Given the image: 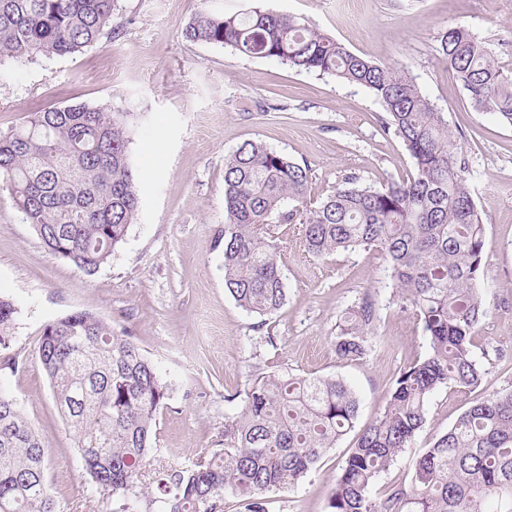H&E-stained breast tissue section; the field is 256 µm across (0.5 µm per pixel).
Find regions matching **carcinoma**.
<instances>
[{
	"instance_id": "carcinoma-1",
	"label": "carcinoma",
	"mask_w": 512,
	"mask_h": 512,
	"mask_svg": "<svg viewBox=\"0 0 512 512\" xmlns=\"http://www.w3.org/2000/svg\"><path fill=\"white\" fill-rule=\"evenodd\" d=\"M116 0H0V59L75 54L97 44ZM192 43L276 58L308 73L366 88L387 114L413 170L378 187L356 174L315 207L310 169L256 140L224 166V288L250 314L286 300L275 224H297L308 254L377 250L394 288L422 325L426 352L402 369L386 406L350 449L330 498L332 512H512V389L477 398L415 462L411 483L373 487L426 422L441 388L471 391L484 371L474 338L488 308L481 292L485 231L471 173L444 113L404 69L372 63L301 17L253 7L199 14L183 30ZM439 52L470 106L512 126V68L491 58L467 27L442 32ZM127 113L84 105L44 107L0 135V191L10 195L44 246L88 275L107 262L136 220L139 197ZM17 309L0 297V347ZM376 318L363 299L345 312L336 357L365 354ZM38 356L57 409L77 438L97 489L116 512H222L227 496L244 512H266L264 496L302 480L354 428L355 392L342 380L259 375L222 448L188 465H155L152 438L169 385L127 334L99 315L48 322ZM49 450L17 402L0 390V512H60L49 492Z\"/></svg>"
}]
</instances>
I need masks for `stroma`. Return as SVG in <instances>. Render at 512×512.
Here are the masks:
<instances>
[{
	"label": "stroma",
	"mask_w": 512,
	"mask_h": 512,
	"mask_svg": "<svg viewBox=\"0 0 512 512\" xmlns=\"http://www.w3.org/2000/svg\"><path fill=\"white\" fill-rule=\"evenodd\" d=\"M257 3L303 17L367 60L404 68L444 113L475 172L485 225L489 314L475 340L485 371L477 393L512 388V126L474 111L438 52L440 33L460 23L485 41L496 62L512 68V0H118L112 26L96 45L74 55L0 61V134L50 105L126 113L140 195L125 241L89 276L50 252L0 194V296L17 308L8 353L20 362L16 371L0 372V388L50 450L48 485L61 512H109L110 504L87 479L76 436L39 362L42 329L57 317L93 311L115 332H128L154 363L170 397L153 441L158 459L172 464L223 447L240 395L259 374L343 379L360 400L361 427L384 408L400 370L426 350L381 253L317 259L294 224L277 230L287 288L277 312L259 320L224 287V163L243 141L306 163L315 203L347 173L377 186L412 168L401 140L384 133L386 113L367 89L182 35L199 13H234ZM365 297L376 307L366 352L338 359L336 325ZM474 394L443 388L431 397L424 427L381 473L376 493L410 483L418 456ZM355 440L348 432L298 485L268 493L267 512H330L331 491Z\"/></svg>",
	"instance_id": "1"
}]
</instances>
